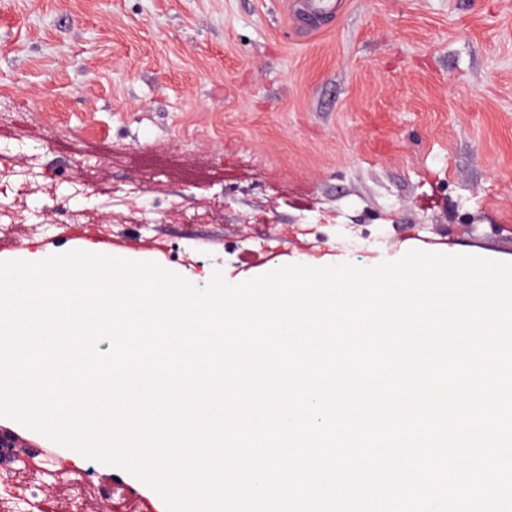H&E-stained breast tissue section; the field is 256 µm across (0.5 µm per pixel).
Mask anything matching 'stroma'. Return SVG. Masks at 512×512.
<instances>
[{"label":"stroma","instance_id":"1","mask_svg":"<svg viewBox=\"0 0 512 512\" xmlns=\"http://www.w3.org/2000/svg\"><path fill=\"white\" fill-rule=\"evenodd\" d=\"M293 2L0 0V168L41 172L0 261L94 247L200 288L412 249L512 262V0H345L312 32ZM0 426L90 470L86 512L158 498Z\"/></svg>","mask_w":512,"mask_h":512}]
</instances>
